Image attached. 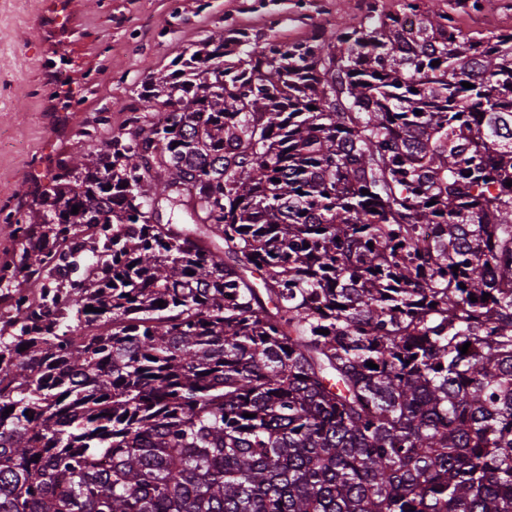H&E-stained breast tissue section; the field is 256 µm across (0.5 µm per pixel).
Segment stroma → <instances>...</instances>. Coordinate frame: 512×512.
Segmentation results:
<instances>
[{"label":"stroma","mask_w":512,"mask_h":512,"mask_svg":"<svg viewBox=\"0 0 512 512\" xmlns=\"http://www.w3.org/2000/svg\"><path fill=\"white\" fill-rule=\"evenodd\" d=\"M458 0L467 32L512 29V0ZM365 0H0V211L33 203L99 117L119 129L127 106L177 51L215 26L283 43L359 16Z\"/></svg>","instance_id":"35a3bbf8"}]
</instances>
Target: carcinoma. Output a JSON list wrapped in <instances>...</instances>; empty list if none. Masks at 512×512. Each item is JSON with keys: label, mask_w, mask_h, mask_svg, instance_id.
Here are the masks:
<instances>
[{"label": "carcinoma", "mask_w": 512, "mask_h": 512, "mask_svg": "<svg viewBox=\"0 0 512 512\" xmlns=\"http://www.w3.org/2000/svg\"><path fill=\"white\" fill-rule=\"evenodd\" d=\"M141 98L3 219L0 512H512V31L368 0Z\"/></svg>", "instance_id": "obj_1"}]
</instances>
